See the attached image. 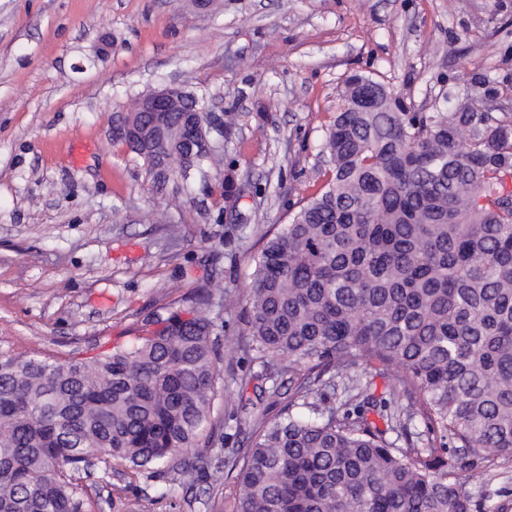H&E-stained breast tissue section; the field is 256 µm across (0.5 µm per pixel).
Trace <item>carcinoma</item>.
<instances>
[{
  "instance_id": "obj_1",
  "label": "carcinoma",
  "mask_w": 512,
  "mask_h": 512,
  "mask_svg": "<svg viewBox=\"0 0 512 512\" xmlns=\"http://www.w3.org/2000/svg\"><path fill=\"white\" fill-rule=\"evenodd\" d=\"M146 173L182 171L180 202L223 154L188 161L169 142L119 136ZM321 192L266 240L247 298L248 352L279 416L254 432L228 472L232 512H488L474 488L512 463V113L474 99L406 112L384 85L353 74L321 144ZM129 345L95 359L0 350V512H92V457L191 488L207 462L224 389L212 297L195 288ZM387 370L406 401L373 405L362 372ZM344 379L347 400L322 387ZM396 434L395 440L387 437ZM131 485L112 488L142 512Z\"/></svg>"
}]
</instances>
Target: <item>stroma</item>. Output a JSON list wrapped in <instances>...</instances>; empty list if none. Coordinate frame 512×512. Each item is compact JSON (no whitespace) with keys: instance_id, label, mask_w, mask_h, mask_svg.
<instances>
[{"instance_id":"obj_1","label":"stroma","mask_w":512,"mask_h":512,"mask_svg":"<svg viewBox=\"0 0 512 512\" xmlns=\"http://www.w3.org/2000/svg\"><path fill=\"white\" fill-rule=\"evenodd\" d=\"M354 73L412 112L468 94L512 113V0H0V349L90 364L190 289L246 296L266 235L326 181L316 154ZM171 84L237 117L223 164L178 208L111 133L117 111ZM229 174L247 187L233 205ZM247 313L221 316L213 468L256 411L287 400L240 403L261 372ZM84 482L131 485L144 512H229L237 492L207 474L191 490L132 481L101 462Z\"/></svg>"}]
</instances>
